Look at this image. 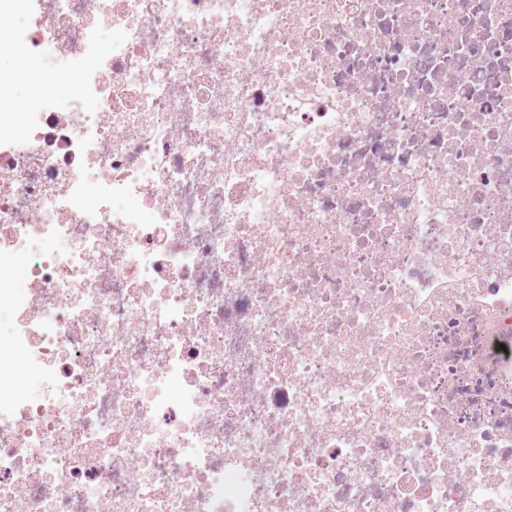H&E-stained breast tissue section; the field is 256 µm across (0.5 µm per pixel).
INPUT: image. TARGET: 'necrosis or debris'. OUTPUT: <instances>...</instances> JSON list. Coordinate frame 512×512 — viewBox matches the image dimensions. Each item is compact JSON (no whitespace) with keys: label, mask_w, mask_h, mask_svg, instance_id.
<instances>
[{"label":"necrosis or debris","mask_w":512,"mask_h":512,"mask_svg":"<svg viewBox=\"0 0 512 512\" xmlns=\"http://www.w3.org/2000/svg\"><path fill=\"white\" fill-rule=\"evenodd\" d=\"M0 55V512H512V0H0Z\"/></svg>","instance_id":"4bbe7bcc"}]
</instances>
